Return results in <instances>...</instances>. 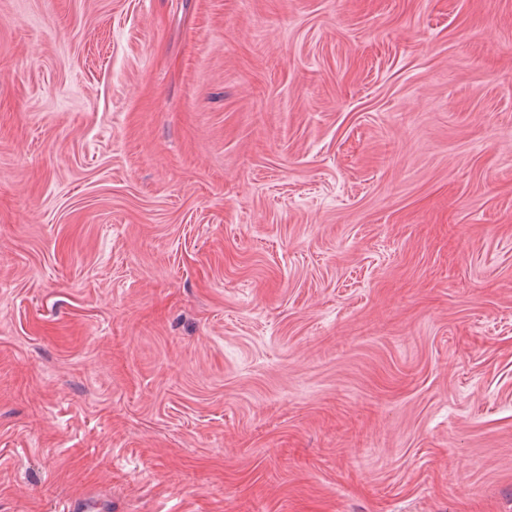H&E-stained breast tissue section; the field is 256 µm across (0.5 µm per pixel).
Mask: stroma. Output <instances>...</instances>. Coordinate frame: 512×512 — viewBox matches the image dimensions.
<instances>
[{"label":"stroma","instance_id":"stroma-1","mask_svg":"<svg viewBox=\"0 0 512 512\" xmlns=\"http://www.w3.org/2000/svg\"><path fill=\"white\" fill-rule=\"evenodd\" d=\"M512 512V0H0V512Z\"/></svg>","mask_w":512,"mask_h":512}]
</instances>
